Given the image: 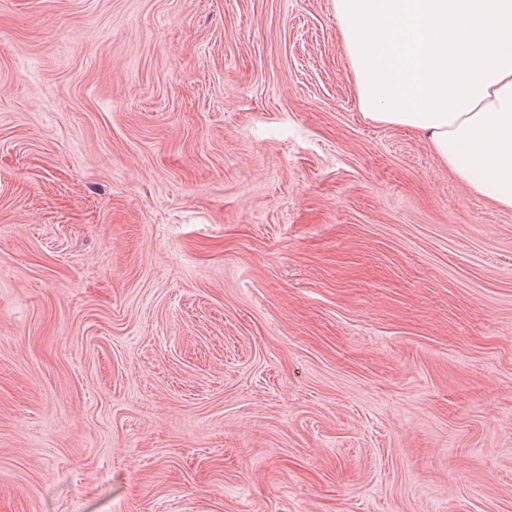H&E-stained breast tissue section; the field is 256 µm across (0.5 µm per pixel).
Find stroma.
<instances>
[{"label": "stroma", "instance_id": "35a3bbf8", "mask_svg": "<svg viewBox=\"0 0 512 512\" xmlns=\"http://www.w3.org/2000/svg\"><path fill=\"white\" fill-rule=\"evenodd\" d=\"M0 512H512V209L333 0H0Z\"/></svg>", "mask_w": 512, "mask_h": 512}]
</instances>
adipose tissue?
Segmentation results:
<instances>
[{"label":"adipose tissue","instance_id":"adipose-tissue-1","mask_svg":"<svg viewBox=\"0 0 512 512\" xmlns=\"http://www.w3.org/2000/svg\"><path fill=\"white\" fill-rule=\"evenodd\" d=\"M373 122L416 131L478 196L512 209V0H334Z\"/></svg>","mask_w":512,"mask_h":512}]
</instances>
